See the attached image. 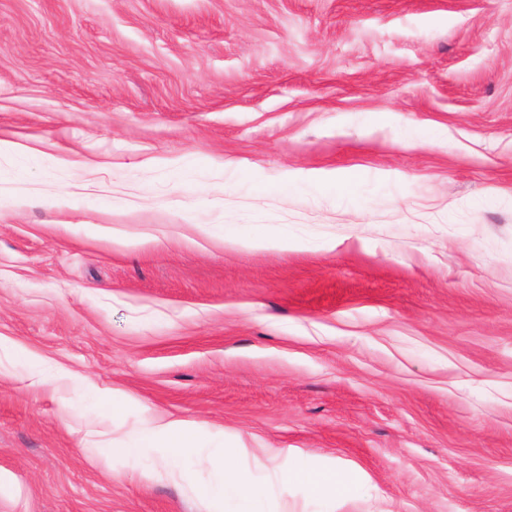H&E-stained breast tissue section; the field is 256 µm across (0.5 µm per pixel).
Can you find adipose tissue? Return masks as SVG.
<instances>
[{"label":"adipose tissue","instance_id":"1","mask_svg":"<svg viewBox=\"0 0 512 512\" xmlns=\"http://www.w3.org/2000/svg\"><path fill=\"white\" fill-rule=\"evenodd\" d=\"M192 424L182 419L157 418L144 425L133 436L113 442L103 450L104 455L119 457L140 467L144 479L155 478L156 473L148 468V461L163 458L170 472L184 473L187 449L209 448L211 437L207 434L190 437ZM353 475L337 466L317 471H306L288 464L272 465L267 483L254 482L238 470L234 459L223 461L220 478L204 487L202 497L209 503L212 512H267L269 489L275 485H304L311 497H341L348 495Z\"/></svg>","mask_w":512,"mask_h":512}]
</instances>
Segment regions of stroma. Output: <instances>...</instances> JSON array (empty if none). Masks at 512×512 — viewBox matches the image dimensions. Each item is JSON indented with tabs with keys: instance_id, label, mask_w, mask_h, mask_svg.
Returning a JSON list of instances; mask_svg holds the SVG:
<instances>
[{
	"instance_id": "obj_1",
	"label": "stroma",
	"mask_w": 512,
	"mask_h": 512,
	"mask_svg": "<svg viewBox=\"0 0 512 512\" xmlns=\"http://www.w3.org/2000/svg\"><path fill=\"white\" fill-rule=\"evenodd\" d=\"M0 138V512H512V0H0ZM193 426L191 422L182 419L156 418L133 436L119 441L112 440V446L98 450L106 456L133 462L141 467L139 474L147 480L155 478L157 471L143 464L157 457L165 460L169 472L184 474L188 456L185 448H191V451L197 448L198 454L206 449L210 456L222 451L221 477L201 490L202 497L213 509L209 512H274L267 511L265 506L270 497L269 490L275 485L303 484L311 497H341L348 496L350 483L358 481L336 465L317 471L296 469L287 463L278 465L275 463L278 456L270 453L268 458L273 464L269 467L267 484L256 483L238 470L232 457L226 459L224 448H211L209 434L198 435L193 439L185 437Z\"/></svg>"
}]
</instances>
